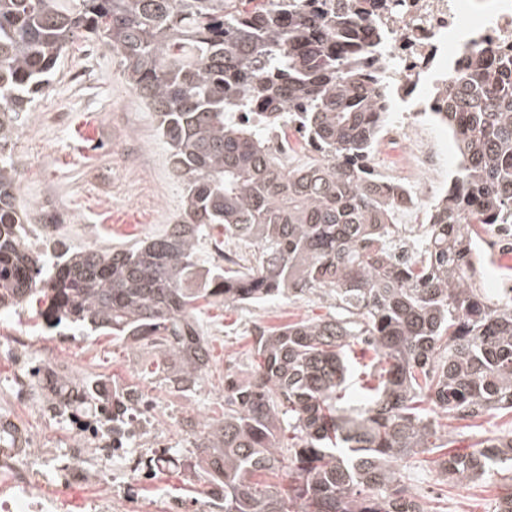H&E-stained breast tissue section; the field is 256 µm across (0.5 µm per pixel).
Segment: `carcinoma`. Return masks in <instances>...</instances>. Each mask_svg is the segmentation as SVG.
<instances>
[{
    "instance_id": "cac0c4a2",
    "label": "carcinoma",
    "mask_w": 512,
    "mask_h": 512,
    "mask_svg": "<svg viewBox=\"0 0 512 512\" xmlns=\"http://www.w3.org/2000/svg\"><path fill=\"white\" fill-rule=\"evenodd\" d=\"M0 0V308L33 295L46 321L150 345L167 380L206 374L199 301L230 306L327 289L336 313L257 328L246 383L224 376V417L186 420L222 512H433L394 463L448 447L437 412L512 415V288L474 285L487 258L476 225L512 231V54L476 51L443 91L458 163L433 202L417 259L390 253L394 188L366 169L391 103L386 62L367 67L370 0ZM79 40L120 57L156 112L187 180L181 219L112 250L56 256L23 239L7 152L63 53ZM299 134L311 158L284 167L269 133ZM213 226L258 248L256 267L207 264ZM382 364L363 401L342 406L358 343ZM457 482L512 471V433L437 461ZM288 469V492L251 478Z\"/></svg>"
}]
</instances>
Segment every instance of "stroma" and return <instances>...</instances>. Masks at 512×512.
<instances>
[{"mask_svg":"<svg viewBox=\"0 0 512 512\" xmlns=\"http://www.w3.org/2000/svg\"><path fill=\"white\" fill-rule=\"evenodd\" d=\"M12 160L19 174L18 205L30 214L32 228H39L46 211L61 219L53 241H35L51 256L59 239L73 250L132 245L162 233L182 211L184 182L171 168L155 113L134 95L118 57L95 42L78 43L60 58L51 83L13 139ZM43 308L34 301L1 310L0 327L25 330L32 346L74 361L78 372L145 391L164 425L183 410L195 417H220L225 374L234 373L242 382L251 375L255 328L323 317L334 312L335 302L328 291L319 290L299 298L208 306L201 318L210 367L191 392L178 390L163 373L153 371L157 352L152 347L134 349L111 335L49 329L39 315ZM439 422L455 450L512 432L510 415L471 421L443 416ZM170 435L168 463L141 491L144 512H166L176 500L195 512H218L199 449L184 441L180 429ZM438 457V452H423L398 464L416 497L435 512H494L512 488V477L505 473L462 484L443 480L436 472Z\"/></svg>","mask_w":512,"mask_h":512,"instance_id":"1","label":"stroma"}]
</instances>
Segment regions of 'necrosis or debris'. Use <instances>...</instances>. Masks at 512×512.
Returning <instances> with one entry per match:
<instances>
[{
	"label": "necrosis or debris",
	"instance_id": "necrosis-or-debris-1",
	"mask_svg": "<svg viewBox=\"0 0 512 512\" xmlns=\"http://www.w3.org/2000/svg\"><path fill=\"white\" fill-rule=\"evenodd\" d=\"M365 24L383 34L376 50L403 104L382 142L394 158L392 181L405 188L397 201L411 226V248L436 194L453 182L446 153L416 119L442 111L438 91L465 70L471 49L512 50V0H375ZM27 344L19 333L6 349L15 369L6 379L10 406L0 413V512H54V501L41 492L42 467L65 487L93 474V462L105 491L87 501L89 512H132L136 487L167 460L169 433L152 402L138 389L105 385ZM19 409L65 426L67 447L31 437L15 415Z\"/></svg>",
	"mask_w": 512,
	"mask_h": 512
}]
</instances>
